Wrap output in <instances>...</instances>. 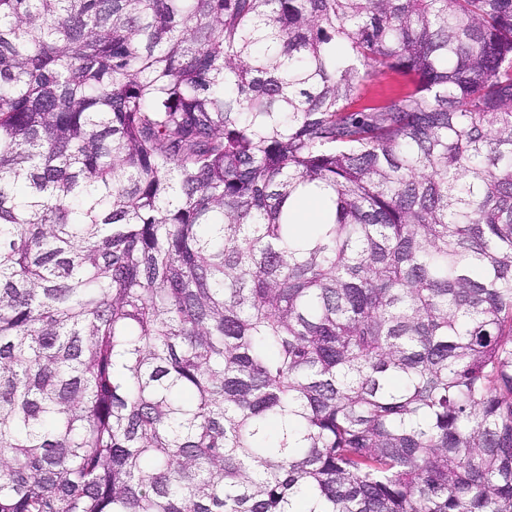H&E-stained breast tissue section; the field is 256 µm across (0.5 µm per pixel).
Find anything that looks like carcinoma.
<instances>
[{
  "mask_svg": "<svg viewBox=\"0 0 512 512\" xmlns=\"http://www.w3.org/2000/svg\"><path fill=\"white\" fill-rule=\"evenodd\" d=\"M0 512H512V0H0ZM296 211V230L303 234L312 224L321 223L325 215L324 201L319 195L306 194L300 198Z\"/></svg>",
  "mask_w": 512,
  "mask_h": 512,
  "instance_id": "cac0c4a2",
  "label": "carcinoma"
}]
</instances>
